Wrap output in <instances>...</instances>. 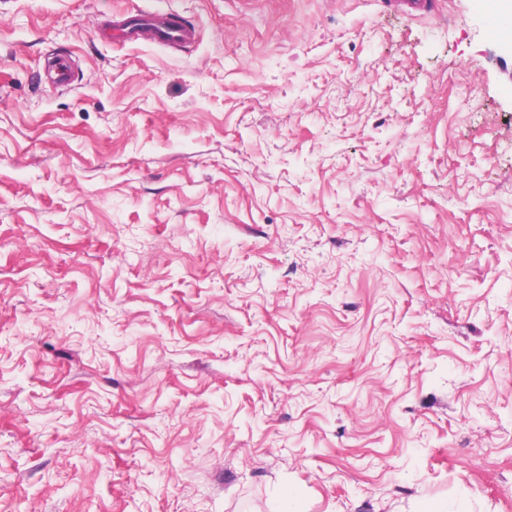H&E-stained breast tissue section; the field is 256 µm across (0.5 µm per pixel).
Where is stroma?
I'll return each instance as SVG.
<instances>
[{
	"mask_svg": "<svg viewBox=\"0 0 512 512\" xmlns=\"http://www.w3.org/2000/svg\"><path fill=\"white\" fill-rule=\"evenodd\" d=\"M436 3L0 0V512H512V7ZM117 27L126 42H143L174 49L193 42L196 36L194 28L158 11H143Z\"/></svg>",
	"mask_w": 512,
	"mask_h": 512,
	"instance_id": "35a3bbf8",
	"label": "stroma"
}]
</instances>
